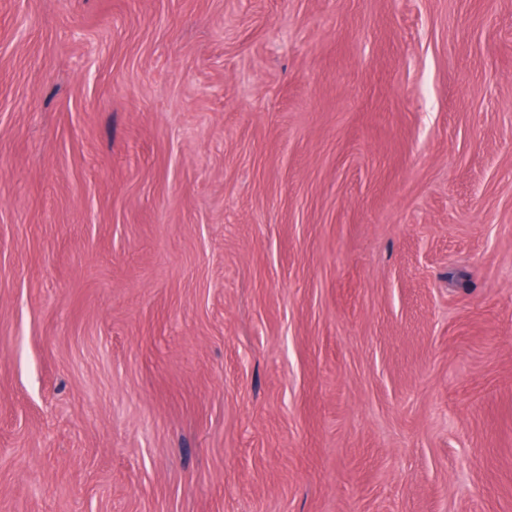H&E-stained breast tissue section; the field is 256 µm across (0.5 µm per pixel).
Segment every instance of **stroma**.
Listing matches in <instances>:
<instances>
[{
  "label": "stroma",
  "mask_w": 512,
  "mask_h": 512,
  "mask_svg": "<svg viewBox=\"0 0 512 512\" xmlns=\"http://www.w3.org/2000/svg\"><path fill=\"white\" fill-rule=\"evenodd\" d=\"M0 512H512V0H0Z\"/></svg>",
  "instance_id": "stroma-1"
}]
</instances>
